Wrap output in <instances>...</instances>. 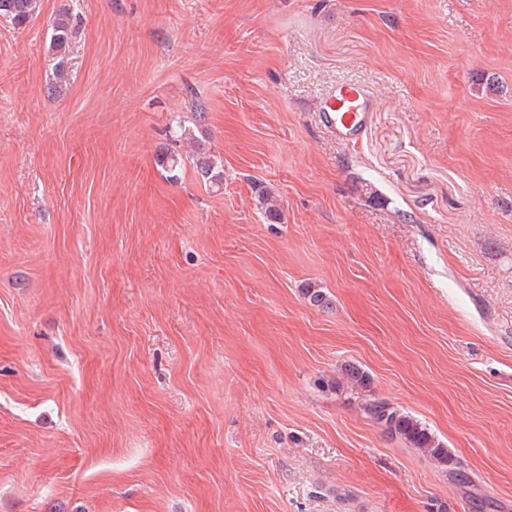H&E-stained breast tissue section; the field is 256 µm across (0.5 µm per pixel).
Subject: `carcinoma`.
Returning <instances> with one entry per match:
<instances>
[{
	"label": "carcinoma",
	"instance_id": "carcinoma-1",
	"mask_svg": "<svg viewBox=\"0 0 512 512\" xmlns=\"http://www.w3.org/2000/svg\"><path fill=\"white\" fill-rule=\"evenodd\" d=\"M40 0H0V17H4L17 28L26 26L37 14ZM75 35L72 15L63 11L57 14L52 24L49 44L52 67L49 76V87L53 94L63 96L71 85V71L68 67V55L72 38ZM177 137L194 141L196 150L191 160L197 175L205 182L219 186L224 182V170L212 155L201 148L202 139L195 135L194 130L181 124L177 125ZM157 166L168 173L182 169L184 159L177 153L167 150L156 158ZM258 201L261 209L269 220L279 217V204L270 194L259 191ZM365 414L387 434L395 436L406 444L429 453L440 462H451L446 448L427 429L422 422L405 414L385 401L367 399L364 402Z\"/></svg>",
	"mask_w": 512,
	"mask_h": 512
}]
</instances>
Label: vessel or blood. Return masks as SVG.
Instances as JSON below:
<instances>
[{
    "instance_id": "1",
    "label": "vessel or blood",
    "mask_w": 512,
    "mask_h": 512,
    "mask_svg": "<svg viewBox=\"0 0 512 512\" xmlns=\"http://www.w3.org/2000/svg\"><path fill=\"white\" fill-rule=\"evenodd\" d=\"M370 101L357 83L343 81L329 91L319 112L323 127L341 143H348L358 131Z\"/></svg>"
}]
</instances>
